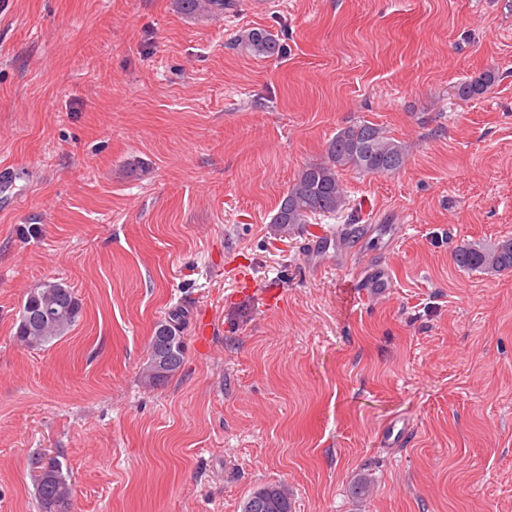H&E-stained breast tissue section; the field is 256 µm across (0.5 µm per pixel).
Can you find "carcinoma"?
<instances>
[{"label": "carcinoma", "mask_w": 512, "mask_h": 512, "mask_svg": "<svg viewBox=\"0 0 512 512\" xmlns=\"http://www.w3.org/2000/svg\"><path fill=\"white\" fill-rule=\"evenodd\" d=\"M191 13L223 15L236 8L235 0H181ZM244 47L257 57L270 58L284 47L267 31L252 30ZM498 79L494 70L462 83L459 96L470 99L484 94ZM405 146L387 136L381 127L358 123L340 129L325 146L319 162L307 164L288 186L271 219L276 234L286 236L303 230L316 216L334 217L345 210L347 194L339 177L342 170L385 175L399 171L406 162ZM454 263L465 270L497 273L512 270V237L498 240L489 248L464 243L454 252ZM22 309L31 314L19 317L16 340L27 348H39L63 335L78 321L81 306L73 290L60 282H44L31 289ZM181 327L175 322L158 324L149 344V361L144 378L155 384L179 371L184 361ZM53 473L37 486L40 512H70L71 487L62 464L51 462ZM241 512H290L288 488L268 483L243 502Z\"/></svg>", "instance_id": "1"}]
</instances>
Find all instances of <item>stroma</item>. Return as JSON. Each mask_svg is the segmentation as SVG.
Listing matches in <instances>:
<instances>
[{"label": "stroma", "mask_w": 512, "mask_h": 512, "mask_svg": "<svg viewBox=\"0 0 512 512\" xmlns=\"http://www.w3.org/2000/svg\"><path fill=\"white\" fill-rule=\"evenodd\" d=\"M254 29L285 54H250ZM362 121L405 166L342 172L341 215L276 235L289 184ZM6 167L0 512H39L48 458L72 512H240L275 482L292 512H512V272L453 261L512 236V0H0ZM350 222L344 256L306 255ZM360 262L390 286L356 303ZM46 281L82 312L32 350L16 328ZM171 319L184 363L151 385ZM186 11L195 14L223 15L236 8L235 0H181ZM497 79V72L495 70H488L470 81L461 83L458 88L459 96L464 99L480 96L493 86Z\"/></svg>", "instance_id": "1"}]
</instances>
